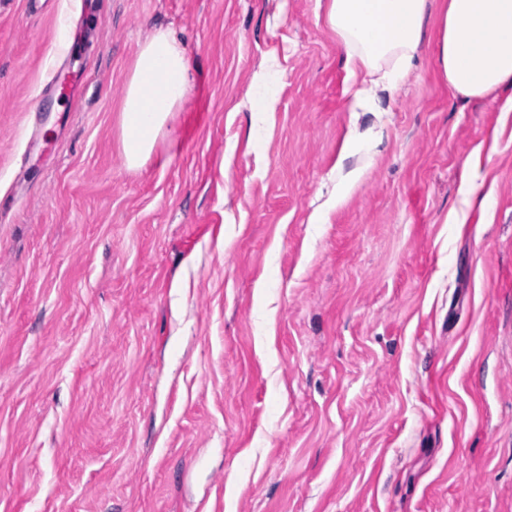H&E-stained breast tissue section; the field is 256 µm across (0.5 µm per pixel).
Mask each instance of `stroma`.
I'll use <instances>...</instances> for the list:
<instances>
[{
    "instance_id": "obj_1",
    "label": "stroma",
    "mask_w": 512,
    "mask_h": 512,
    "mask_svg": "<svg viewBox=\"0 0 512 512\" xmlns=\"http://www.w3.org/2000/svg\"><path fill=\"white\" fill-rule=\"evenodd\" d=\"M71 2L0 0V512H512V116L438 75L436 0L356 114L318 0ZM158 29L196 90L131 172ZM276 66L275 62L272 61L270 65H268L267 61L262 65L261 73L257 79L258 86V103L256 107L253 109V112H271L274 107L275 97L270 94L267 84L265 83L269 67L270 69H274Z\"/></svg>"
}]
</instances>
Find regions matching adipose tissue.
<instances>
[{
	"label": "adipose tissue",
	"instance_id": "obj_1",
	"mask_svg": "<svg viewBox=\"0 0 512 512\" xmlns=\"http://www.w3.org/2000/svg\"><path fill=\"white\" fill-rule=\"evenodd\" d=\"M427 0H327L326 23L346 53L356 91L350 109L364 111L394 92L413 65ZM436 64L440 76L466 99L496 97L512 88V0H439ZM194 77L182 43L167 29L139 46L120 104L119 143L127 169L150 160L173 131Z\"/></svg>",
	"mask_w": 512,
	"mask_h": 512
}]
</instances>
